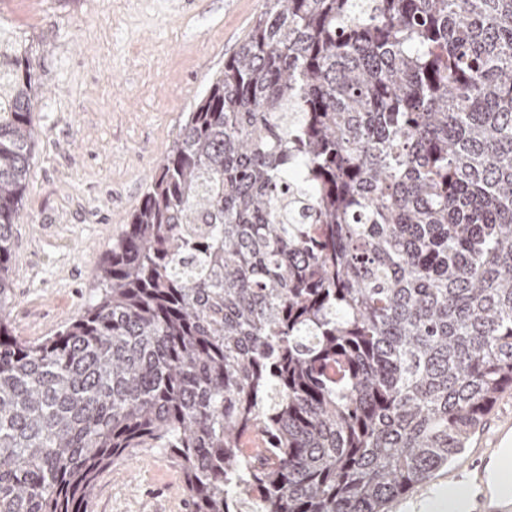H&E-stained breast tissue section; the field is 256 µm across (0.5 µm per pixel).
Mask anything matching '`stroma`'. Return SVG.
<instances>
[{
  "mask_svg": "<svg viewBox=\"0 0 512 512\" xmlns=\"http://www.w3.org/2000/svg\"><path fill=\"white\" fill-rule=\"evenodd\" d=\"M263 0H0L27 36L40 90L7 311L16 334L53 335L98 270L211 77ZM159 448L104 472L87 512H188Z\"/></svg>",
  "mask_w": 512,
  "mask_h": 512,
  "instance_id": "obj_1",
  "label": "stroma"
}]
</instances>
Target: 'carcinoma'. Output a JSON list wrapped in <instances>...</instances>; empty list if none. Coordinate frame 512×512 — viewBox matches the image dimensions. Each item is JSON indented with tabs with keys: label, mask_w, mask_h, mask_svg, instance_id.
Returning <instances> with one entry per match:
<instances>
[{
	"label": "carcinoma",
	"mask_w": 512,
	"mask_h": 512,
	"mask_svg": "<svg viewBox=\"0 0 512 512\" xmlns=\"http://www.w3.org/2000/svg\"><path fill=\"white\" fill-rule=\"evenodd\" d=\"M0 29V512L137 448L191 512H390L512 391V0H264L53 336L6 314L35 140Z\"/></svg>",
	"instance_id": "cac0c4a2"
}]
</instances>
